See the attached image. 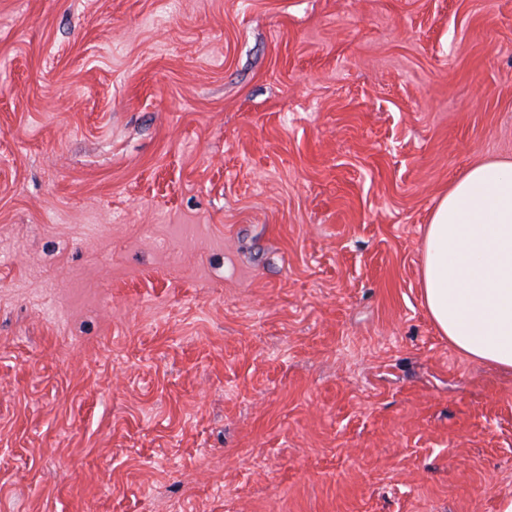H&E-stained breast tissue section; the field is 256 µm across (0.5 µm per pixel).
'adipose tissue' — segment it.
<instances>
[{
  "label": "adipose tissue",
  "mask_w": 512,
  "mask_h": 512,
  "mask_svg": "<svg viewBox=\"0 0 512 512\" xmlns=\"http://www.w3.org/2000/svg\"><path fill=\"white\" fill-rule=\"evenodd\" d=\"M421 288L455 349L512 371V161L476 162L439 198L423 241Z\"/></svg>",
  "instance_id": "adipose-tissue-1"
}]
</instances>
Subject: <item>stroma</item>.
<instances>
[{
  "mask_svg": "<svg viewBox=\"0 0 512 512\" xmlns=\"http://www.w3.org/2000/svg\"><path fill=\"white\" fill-rule=\"evenodd\" d=\"M503 157L512 0H0V512H499L420 256Z\"/></svg>",
  "mask_w": 512,
  "mask_h": 512,
  "instance_id": "obj_1",
  "label": "stroma"
}]
</instances>
